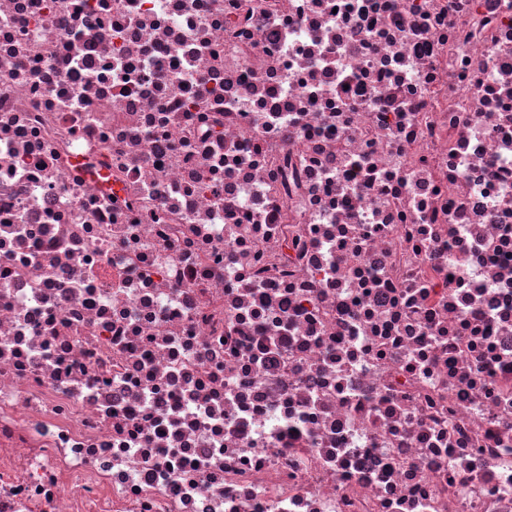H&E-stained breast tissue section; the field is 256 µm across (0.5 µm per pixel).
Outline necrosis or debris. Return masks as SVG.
<instances>
[{
    "label": "necrosis or debris",
    "instance_id": "obj_1",
    "mask_svg": "<svg viewBox=\"0 0 512 512\" xmlns=\"http://www.w3.org/2000/svg\"><path fill=\"white\" fill-rule=\"evenodd\" d=\"M0 512H512V0H0Z\"/></svg>",
    "mask_w": 512,
    "mask_h": 512
}]
</instances>
